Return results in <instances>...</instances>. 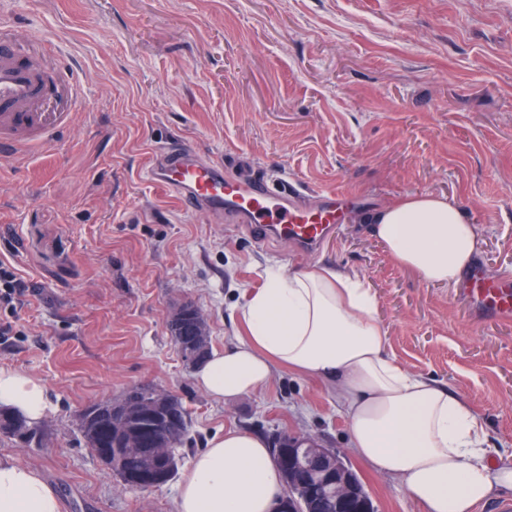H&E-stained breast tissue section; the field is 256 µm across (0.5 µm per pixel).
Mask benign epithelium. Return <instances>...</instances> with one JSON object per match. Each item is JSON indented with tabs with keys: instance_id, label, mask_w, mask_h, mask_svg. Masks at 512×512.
<instances>
[{
	"instance_id": "7a95c632",
	"label": "benign epithelium",
	"mask_w": 512,
	"mask_h": 512,
	"mask_svg": "<svg viewBox=\"0 0 512 512\" xmlns=\"http://www.w3.org/2000/svg\"><path fill=\"white\" fill-rule=\"evenodd\" d=\"M170 328L174 335L189 338L186 363L200 364L210 350L206 320L190 302L173 309ZM109 421L113 448L99 456L110 470L122 474V481L137 487L145 482L157 487L166 484L177 469L175 443L183 435V410L174 395L157 387L132 388L118 399L108 398L86 407L78 419L83 437H96L100 422ZM273 461L287 472L290 488L305 504L330 499L336 512H365L362 500L353 494L347 463L332 448L306 438L283 434L272 442ZM137 452L149 458L150 468L139 475L125 473V456Z\"/></svg>"
}]
</instances>
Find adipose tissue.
<instances>
[{"instance_id":"adipose-tissue-1","label":"adipose tissue","mask_w":512,"mask_h":512,"mask_svg":"<svg viewBox=\"0 0 512 512\" xmlns=\"http://www.w3.org/2000/svg\"><path fill=\"white\" fill-rule=\"evenodd\" d=\"M390 260L433 285L456 283L481 238L457 203L407 196L357 216ZM246 334L210 351L194 373L210 397L232 403L264 389L274 368L328 382L350 422L354 452L400 481L423 512H476L512 489V464L495 459L483 421L438 382L386 354L377 299L356 275L314 266L271 272L242 308ZM0 408L40 422L43 383L0 368ZM283 479L264 439L237 428L214 433L192 459L175 512H273ZM0 512H63L38 469L0 456Z\"/></svg>"}]
</instances>
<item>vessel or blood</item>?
<instances>
[{"mask_svg": "<svg viewBox=\"0 0 512 512\" xmlns=\"http://www.w3.org/2000/svg\"><path fill=\"white\" fill-rule=\"evenodd\" d=\"M84 107L82 83L58 79L34 33L19 31L1 13L0 152L11 154L53 139ZM148 177L187 210L225 215L251 225L256 233L269 232L309 248L320 247L339 219L335 192L321 193L320 204H305L297 187L273 191L263 176L225 175L223 163L203 159L180 144L157 150ZM475 294L491 300V316L512 315V284L493 283Z\"/></svg>", "mask_w": 512, "mask_h": 512, "instance_id": "1", "label": "vessel or blood"}]
</instances>
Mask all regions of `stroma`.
Returning <instances> with one entry per match:
<instances>
[{
  "mask_svg": "<svg viewBox=\"0 0 512 512\" xmlns=\"http://www.w3.org/2000/svg\"><path fill=\"white\" fill-rule=\"evenodd\" d=\"M20 30L63 49L89 108L43 148L0 158V263L31 293L0 368L43 382L49 409L0 455L37 468L66 512H173L208 436H310L344 457L376 512H422L351 451L330 385L274 369L233 404L200 390L169 331L190 301L210 345L243 336L239 310L266 272L328 265L373 288L387 353L464 398L512 460V319L464 282L429 285L393 264L355 218L409 195L455 200L481 236V277L512 272V0H10ZM259 171L272 189L342 193L318 251L259 239L184 209L152 183L158 148ZM149 385L188 413L178 476L125 487L78 429L86 406Z\"/></svg>",
  "mask_w": 512,
  "mask_h": 512,
  "instance_id": "1",
  "label": "stroma"
}]
</instances>
